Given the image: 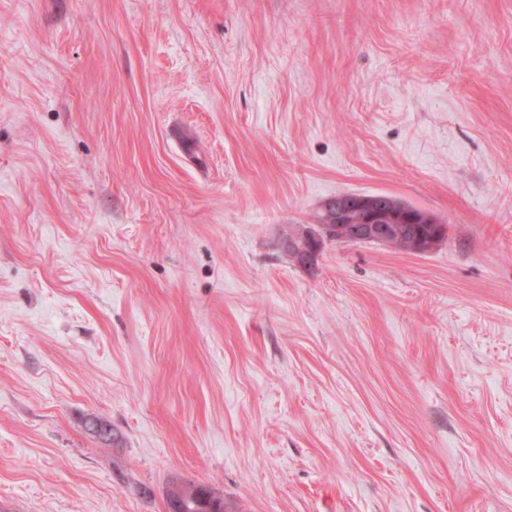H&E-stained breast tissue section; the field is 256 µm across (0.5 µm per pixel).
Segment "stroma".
<instances>
[{"mask_svg": "<svg viewBox=\"0 0 512 512\" xmlns=\"http://www.w3.org/2000/svg\"><path fill=\"white\" fill-rule=\"evenodd\" d=\"M185 485L512 512V0H0V512ZM408 206V205H406ZM395 199H378L366 195H354L348 200L343 197L330 199L323 203L321 210L325 213L326 224H322L325 234L336 241L372 242L390 245L386 228L404 232L416 225L425 231L430 224L432 231L414 244L416 253L433 249L439 242L441 224L429 214L406 208Z\"/></svg>", "mask_w": 512, "mask_h": 512, "instance_id": "1", "label": "stroma"}]
</instances>
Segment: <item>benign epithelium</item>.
<instances>
[{
	"label": "benign epithelium",
	"mask_w": 512,
	"mask_h": 512,
	"mask_svg": "<svg viewBox=\"0 0 512 512\" xmlns=\"http://www.w3.org/2000/svg\"><path fill=\"white\" fill-rule=\"evenodd\" d=\"M325 234L338 241L372 242L390 245L386 228L405 231L413 224H428L432 231L415 243L416 252L424 253L439 242V221L429 214L410 209L394 199H378L354 195L349 199L337 197L323 203Z\"/></svg>",
	"instance_id": "obj_1"
}]
</instances>
